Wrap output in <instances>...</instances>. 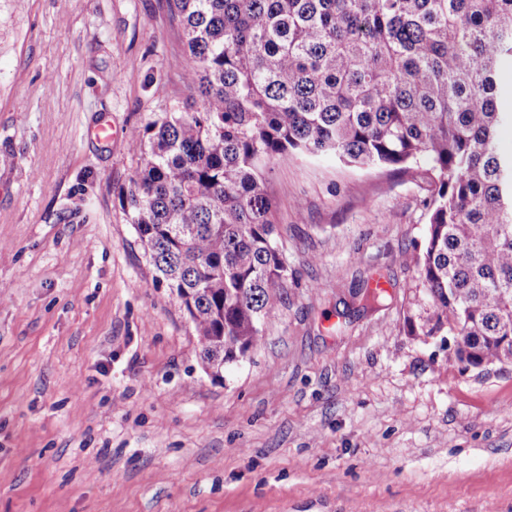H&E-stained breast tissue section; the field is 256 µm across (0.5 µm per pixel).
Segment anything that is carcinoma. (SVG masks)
Returning <instances> with one entry per match:
<instances>
[{"label":"carcinoma","mask_w":512,"mask_h":512,"mask_svg":"<svg viewBox=\"0 0 512 512\" xmlns=\"http://www.w3.org/2000/svg\"><path fill=\"white\" fill-rule=\"evenodd\" d=\"M196 112L131 130L117 199L218 373L262 340L288 270L275 245L269 164L332 157L432 185L419 263L430 316L458 362L512 356V0H166Z\"/></svg>","instance_id":"carcinoma-1"}]
</instances>
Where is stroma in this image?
<instances>
[{
  "mask_svg": "<svg viewBox=\"0 0 512 512\" xmlns=\"http://www.w3.org/2000/svg\"><path fill=\"white\" fill-rule=\"evenodd\" d=\"M182 51L165 0H0V512H512V365L405 325L422 171L273 165L279 313L205 371L92 134L190 104Z\"/></svg>",
  "mask_w": 512,
  "mask_h": 512,
  "instance_id": "1",
  "label": "stroma"
}]
</instances>
